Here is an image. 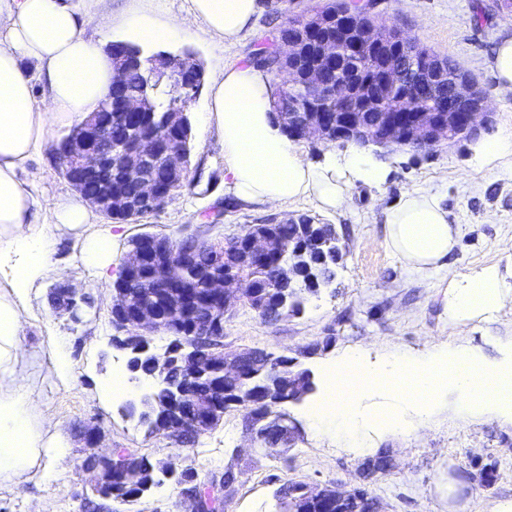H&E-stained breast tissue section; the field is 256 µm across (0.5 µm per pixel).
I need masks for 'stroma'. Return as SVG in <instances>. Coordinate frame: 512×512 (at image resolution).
<instances>
[{"label":"stroma","mask_w":512,"mask_h":512,"mask_svg":"<svg viewBox=\"0 0 512 512\" xmlns=\"http://www.w3.org/2000/svg\"><path fill=\"white\" fill-rule=\"evenodd\" d=\"M328 0H262L255 23L237 42L217 46L202 23H193L192 37L144 42V54L191 51L205 74L251 63L258 49L273 45L289 16ZM386 26L470 74L486 93L494 113L489 137L512 131V93L499 91L489 63L496 46L512 36V10L501 0H353ZM210 110L208 85H201L188 103L193 150L185 187L161 209L138 221L120 225L123 239L113 254L111 275H118L132 239L141 234L174 238L197 235L227 239L253 224H277L307 214L335 225L343 251L336 276L305 302L300 312L274 322L240 305L224 320V348L243 351L259 347L294 357L309 371L313 390L301 402L280 407L293 427L287 452L267 454L246 430L247 412L232 408L214 429L182 446L149 432L127 417L123 404L110 394L112 377L126 373L124 355L112 345L117 330L110 313V291L89 274L72 241H63L56 266L48 267L32 287L31 317L25 344L49 365L57 341H65L70 373L48 377L43 385V411L57 425L66 459L47 454L50 481L34 479L15 487L0 484V512H36L50 500L53 512H85L91 490L80 469L86 448L81 427L100 426L105 452L122 451L147 457L154 464L193 467L202 483L222 481L225 512H280L277 491L288 481L311 488L335 486L342 492L362 490L377 499L380 512H512V423L493 416H469L459 410L454 392L442 395L430 426L408 436L390 432L381 417L396 407L392 393L371 390L359 396L361 434L374 456L389 459L387 469L371 473L367 456L355 454L330 437L316 435L308 424L311 406L322 400L328 385L323 371L344 352L362 349L367 364L379 362L393 349L419 355L430 347L464 341L498 363L505 355L497 338L512 336V164L484 165L474 145L423 154L409 148L375 150L374 158L388 169L385 183L356 184L349 204L325 213L307 202L242 204L224 182V148L205 116ZM71 130L54 128L34 165L43 174L41 191L66 194L72 187L60 173L57 146ZM433 188L443 198L460 235L441 266L421 275L387 246L384 213L411 192ZM496 267L504 299L488 319L453 327L446 305L450 279H464L483 268ZM74 283L90 299L79 317L53 305V289ZM174 479H164L151 494L133 505L115 504V512H185Z\"/></svg>","instance_id":"obj_1"}]
</instances>
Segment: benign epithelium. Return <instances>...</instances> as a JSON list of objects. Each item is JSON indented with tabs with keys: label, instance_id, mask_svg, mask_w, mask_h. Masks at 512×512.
Here are the masks:
<instances>
[{
	"label": "benign epithelium",
	"instance_id": "1",
	"mask_svg": "<svg viewBox=\"0 0 512 512\" xmlns=\"http://www.w3.org/2000/svg\"><path fill=\"white\" fill-rule=\"evenodd\" d=\"M291 22L284 27L276 45L277 52L293 59L299 57L305 45L304 37L290 34ZM319 33L314 52L308 56L304 70L288 68V84H304L311 94L307 101L295 105L288 103V111L295 113L292 133L299 139L317 141L326 145L355 144L361 148L379 147L432 151L442 145L452 146L461 140L476 142L492 123L485 94L474 80L456 77L448 86L447 94L439 106L429 105L426 97L436 87L440 77L431 69L432 61L421 59L418 43L406 38L400 31L389 29L366 11L349 9L336 14L335 19L319 16L311 27ZM144 88L124 95L119 107L124 116L151 113L153 99L148 91L151 86L174 80L177 82L178 100L164 113L159 130L141 136L132 149L112 151L104 140V128L112 124V115L100 121L93 112L70 134L65 157L75 164L71 181L76 191H81L88 176L112 172V161H117L122 173L138 186L139 198L155 204L158 202L157 176L163 173L173 184L188 182L189 159L178 147L161 148V135L177 126H190L186 101L196 93L195 84L185 80L197 70V60L187 54L183 57L158 53L141 63ZM85 199L102 214L117 211H135V206L124 196L110 190ZM245 250L253 255L276 253L281 265L278 279L292 286L301 280L313 279L310 258L312 252L328 244L317 236L312 241H293L276 236L262 226H254L240 237ZM201 255V240L183 236L175 243L158 235H144L140 244L132 246L126 256L120 278L127 276L151 260L162 258L182 265L195 264ZM167 265L159 266L156 274L159 298H148L130 308L121 290H114L111 314L118 329L125 332L115 336L112 345L123 351L126 364L142 353L151 356L153 372L138 379L139 395L127 401L125 409L131 411L142 406L151 397L155 381L163 379L172 392L182 393V382L211 372L219 367L228 376L242 371L244 364L256 360H270L268 351L248 349L241 352L224 351V310L251 298L257 290L256 283L244 275L215 274L206 281L207 291L221 300L222 307L209 311L206 329L181 343L166 348L163 354L150 350L145 333L159 332L163 326L175 328L184 303L190 294V284H176L168 280ZM215 352L207 360L200 359L204 347ZM277 377L288 382L291 400L305 395V384L299 374L279 372ZM212 392L194 398L189 416L183 419L170 417L167 411L157 415L152 431L185 444L187 438L199 430L214 428L217 419L211 413ZM254 432V440L274 439L280 446L291 441L292 428L284 418L273 413L266 417V427ZM82 469L92 476L93 490L106 501H119L115 485L137 482L138 473L126 463V456L112 459L95 452L89 454ZM180 496L189 503L188 512H222L224 488L221 484L209 485L212 503H207L201 486L179 482ZM301 496L292 500L290 512H307L305 502L317 499L335 504L348 495L335 489L303 487Z\"/></svg>",
	"mask_w": 512,
	"mask_h": 512
}]
</instances>
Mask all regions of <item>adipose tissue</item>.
I'll return each instance as SVG.
<instances>
[{
	"mask_svg": "<svg viewBox=\"0 0 512 512\" xmlns=\"http://www.w3.org/2000/svg\"><path fill=\"white\" fill-rule=\"evenodd\" d=\"M98 0H0V259L15 261L0 279V482L20 485L43 468L45 448L57 429L42 411L36 354L24 344L28 290L54 262L63 237H71L81 260L107 282L117 234L93 227L92 211L69 194L37 195L39 171L30 169L54 127L81 120L104 100L114 71L110 57L86 27L106 31L120 24L146 40L191 36L201 20L230 44L249 31L258 0H188L186 16L163 25L133 15L96 12ZM43 99H36V85ZM207 114L224 146V175L231 194L246 204L308 200L323 211L346 206L357 183L380 184L387 169L350 149L343 157L307 161L282 132L271 110L273 86L253 64L224 70L212 81ZM387 242L413 270L425 273L448 257L459 228L443 200L431 191L408 195L385 215ZM502 302L497 272L486 268L465 283L450 282L453 324L496 309Z\"/></svg>",
	"mask_w": 512,
	"mask_h": 512,
	"instance_id": "1",
	"label": "adipose tissue"
}]
</instances>
